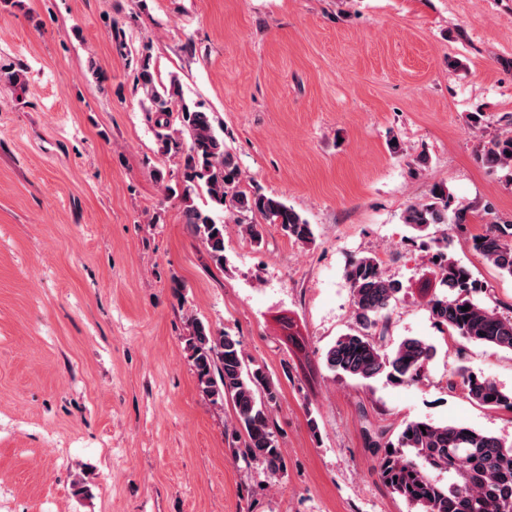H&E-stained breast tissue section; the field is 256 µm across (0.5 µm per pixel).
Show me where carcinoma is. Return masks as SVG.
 <instances>
[{"instance_id":"obj_1","label":"carcinoma","mask_w":512,"mask_h":512,"mask_svg":"<svg viewBox=\"0 0 512 512\" xmlns=\"http://www.w3.org/2000/svg\"><path fill=\"white\" fill-rule=\"evenodd\" d=\"M112 39L120 54L131 55L123 23L112 22ZM24 85V69H0V84ZM134 86L153 122L159 149L179 160L176 174L164 185L169 198L185 204L184 216L219 268L224 267V228L215 219L228 213L242 234L262 240L260 224H277L296 242L313 240L311 225L293 208L258 189L241 187L242 173L217 131L211 113L187 104L179 79L158 82L151 56L143 54L134 75ZM483 165L512 171V135L498 137L483 149ZM203 195L208 210L193 197ZM403 222L425 233L437 224L464 229L468 209L452 207L448 188L437 186L429 200L407 208ZM474 251L500 272L512 277V224H491L470 237ZM435 273L443 293L428 301L433 318L450 334L469 342L512 351V318L503 317L472 299L482 285L471 270L448 253V241L433 240ZM354 306L355 327L336 339L324 355V366L339 378L367 381L383 373L399 384L422 380L433 346L419 338H406L392 350L384 335L375 332L400 292L373 256L353 258L346 268ZM469 310L464 311L462 307ZM183 350L193 367L197 387L213 404L228 399L234 409V432L241 440L235 454L246 466H259L276 476L283 471V457L271 416L276 388L264 369L247 363L239 340L217 334L210 324L190 315L185 318ZM461 387L472 402L490 409L512 410V393L502 391L487 377L461 374ZM368 447L377 456L376 472L392 492L414 512H501L512 505V445L499 438L458 424L414 420L396 438L383 431L367 435Z\"/></svg>"}]
</instances>
